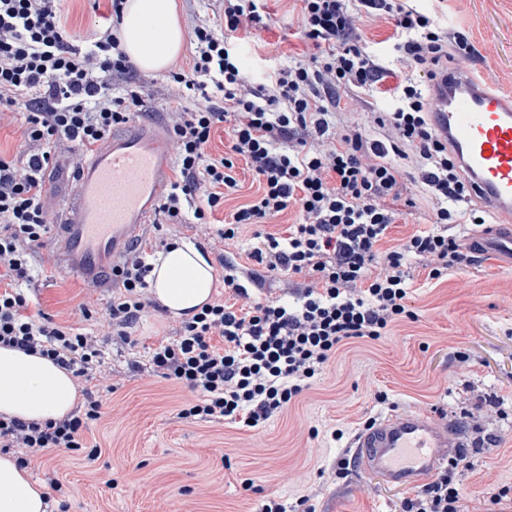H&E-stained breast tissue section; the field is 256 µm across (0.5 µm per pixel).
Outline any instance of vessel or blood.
I'll list each match as a JSON object with an SVG mask.
<instances>
[{
  "label": "vessel or blood",
  "instance_id": "obj_1",
  "mask_svg": "<svg viewBox=\"0 0 512 512\" xmlns=\"http://www.w3.org/2000/svg\"><path fill=\"white\" fill-rule=\"evenodd\" d=\"M469 67H449L433 83L434 127L466 178L472 198L496 219L470 237L471 249L512 267V94L488 88ZM170 162L162 113L130 122L75 161L56 241L65 268L102 279L149 223L169 188ZM357 467L386 484H425L457 449L447 420L392 412L357 431L350 441Z\"/></svg>",
  "mask_w": 512,
  "mask_h": 512
}]
</instances>
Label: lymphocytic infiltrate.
<instances>
[{
  "instance_id": "1",
  "label": "lymphocytic infiltrate",
  "mask_w": 512,
  "mask_h": 512,
  "mask_svg": "<svg viewBox=\"0 0 512 512\" xmlns=\"http://www.w3.org/2000/svg\"><path fill=\"white\" fill-rule=\"evenodd\" d=\"M61 2L0 0V127L12 124L18 133L13 155L0 153V346L54 361L81 396L59 419L0 413V451L22 467L54 450L96 458L87 435L115 390L101 370L104 348L114 338L132 344L142 315L162 309L151 297L154 266L144 246L112 269L106 334L54 321L36 310L28 290L35 258L51 242L46 173L61 157L92 151L142 105L138 91L119 88L133 67L113 29L75 41ZM218 2L223 30L192 24V63L172 72L166 88L179 177L159 212L170 224H209L237 188L234 161L243 159L260 192L204 238L212 246L254 226L249 256L263 273L243 278L238 265L225 263L231 302L204 304L178 336L153 349L151 362L158 377L192 395L177 407L178 419L256 429L309 389L350 340L376 341L392 324L416 320L407 303L411 260L437 281L470 262L448 227L486 218L469 207V186L432 128L427 84L448 64L470 60L475 48L465 30L417 0H300L309 53L250 80L234 35L262 24L260 0ZM383 18L393 21L390 48L368 49L363 29ZM400 67L410 75L376 117L381 136L373 138L346 113ZM221 125L228 151L206 160ZM409 179L432 200L435 226L384 246L396 221L390 202ZM293 205L299 223L283 234L261 230ZM263 275L291 278V302L258 300L251 285ZM468 466L466 456L452 458L404 499L402 512H467L455 475Z\"/></svg>"
}]
</instances>
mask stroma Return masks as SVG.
Returning a JSON list of instances; mask_svg holds the SVG:
<instances>
[{
    "mask_svg": "<svg viewBox=\"0 0 512 512\" xmlns=\"http://www.w3.org/2000/svg\"><path fill=\"white\" fill-rule=\"evenodd\" d=\"M76 36L107 27L108 0H65ZM425 11L465 29L476 53L473 70L488 58L499 67L489 79L512 90V0H421ZM298 0H263L262 27L241 48V67L254 77L273 46L304 51ZM388 238L399 242L431 227L433 204L416 182L394 201ZM36 263L40 309L84 332L102 331L111 289L67 271L55 249ZM410 307L417 321L389 336L351 341L288 411L257 430H235L173 417L176 401L153 376L149 350L177 335L178 316L151 312L133 329L136 348L109 345L103 368L116 391L89 440L101 448L94 463L50 452L30 466L34 478L56 472L69 495V512H252L260 495L295 504L314 494L317 512H400L408 490L359 471L337 472L351 437L370 418L391 411L425 412L466 428L470 469L456 475L470 512H486L488 492L512 489V268L483 255L428 279L412 262ZM90 319L76 314L79 305ZM139 369H132V361Z\"/></svg>",
    "mask_w": 512,
    "mask_h": 512,
    "instance_id": "stroma-1",
    "label": "stroma"
}]
</instances>
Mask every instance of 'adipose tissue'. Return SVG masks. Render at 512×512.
Segmentation results:
<instances>
[{
	"instance_id": "ef3b65f1",
	"label": "adipose tissue",
	"mask_w": 512,
	"mask_h": 512,
	"mask_svg": "<svg viewBox=\"0 0 512 512\" xmlns=\"http://www.w3.org/2000/svg\"><path fill=\"white\" fill-rule=\"evenodd\" d=\"M118 36L141 70H167L185 43L176 0H128ZM214 281L203 252L179 241L160 257L152 292L174 314L190 315L210 302ZM77 399L69 372L40 355L0 347V413L25 421L59 419ZM45 491L11 456L0 455V512H45Z\"/></svg>"
}]
</instances>
